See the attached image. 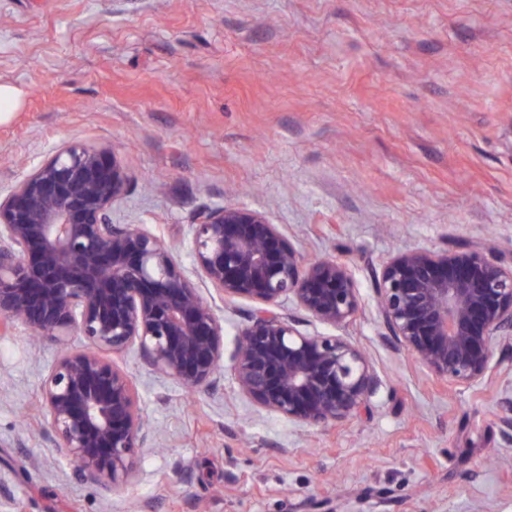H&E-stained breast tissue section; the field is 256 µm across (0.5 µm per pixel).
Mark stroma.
<instances>
[{"instance_id": "1", "label": "stroma", "mask_w": 512, "mask_h": 512, "mask_svg": "<svg viewBox=\"0 0 512 512\" xmlns=\"http://www.w3.org/2000/svg\"><path fill=\"white\" fill-rule=\"evenodd\" d=\"M0 187L58 144L114 149L132 174L116 224L192 270L188 230L217 205L264 212L308 260L349 263L340 330L383 387L358 418L308 430L241 396L224 320L215 385L187 391L115 357L149 430L133 481L103 490L53 452L43 379L60 353L0 335V512H512V342L459 389L380 338L370 266L489 239L512 252V0H0Z\"/></svg>"}]
</instances>
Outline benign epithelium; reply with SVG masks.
Listing matches in <instances>:
<instances>
[{"label": "benign epithelium", "mask_w": 512, "mask_h": 512, "mask_svg": "<svg viewBox=\"0 0 512 512\" xmlns=\"http://www.w3.org/2000/svg\"><path fill=\"white\" fill-rule=\"evenodd\" d=\"M131 176L108 148L71 141L0 190V334L21 324L63 346L42 385L56 453L104 489L133 479L148 433L132 378L101 356L137 350L152 369L197 390L224 357V324L171 246L137 224L112 223ZM195 275L254 309L231 370L243 397L305 428L357 418L383 385L350 336L302 331L290 300L334 330L359 310L349 264L306 260L279 225L243 206L215 205L189 225ZM382 341L464 388L495 368L512 339V257L485 242L408 248L372 270ZM80 336L85 347L68 346ZM501 433L512 443V399Z\"/></svg>", "instance_id": "7a95c632"}]
</instances>
